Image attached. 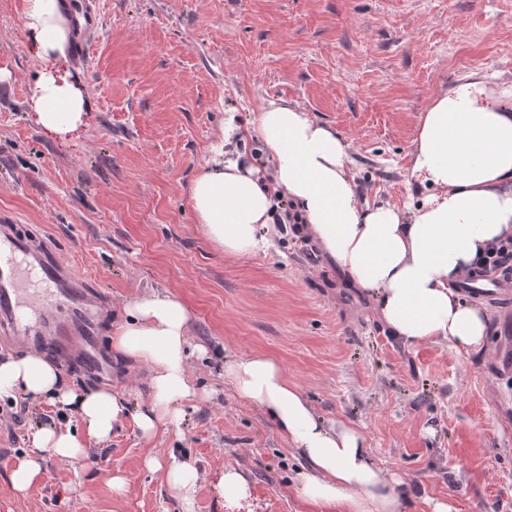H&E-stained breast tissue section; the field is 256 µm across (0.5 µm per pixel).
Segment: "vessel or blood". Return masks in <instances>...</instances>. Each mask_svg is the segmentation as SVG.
I'll return each mask as SVG.
<instances>
[{"label":"vessel or blood","mask_w":512,"mask_h":512,"mask_svg":"<svg viewBox=\"0 0 512 512\" xmlns=\"http://www.w3.org/2000/svg\"><path fill=\"white\" fill-rule=\"evenodd\" d=\"M73 10L82 42L99 26V10L90 0H73ZM462 288L491 301L511 292L498 271L467 278ZM106 301L103 289L89 287L46 238L0 224V342L52 354L79 373L101 374L110 367L100 342ZM497 332L491 363L504 372L512 369L511 305L499 317Z\"/></svg>","instance_id":"obj_1"}]
</instances>
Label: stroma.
Wrapping results in <instances>:
<instances>
[{
  "mask_svg": "<svg viewBox=\"0 0 512 512\" xmlns=\"http://www.w3.org/2000/svg\"><path fill=\"white\" fill-rule=\"evenodd\" d=\"M18 0H0V217L49 239L87 282L108 290L111 336L123 304L155 291L189 308L190 373L205 389L179 425L144 437L125 419L85 457L39 452L41 477L18 494L10 476L42 426L80 428L58 407L19 395L0 418V512H313L296 493L304 463L260 408L224 381L225 361L273 357L324 420L356 426L378 464L408 490L400 512H512V435L495 394L512 371L488 367L491 347L463 355L446 341L403 343L368 293L311 234L269 225L267 251L230 256L193 216L197 168L235 113L251 131L236 159L272 163L253 134L268 101L296 106L350 145L361 201L408 211L423 188L410 175L432 100L472 73L512 84V0H98L85 59L65 66L88 100L81 132L43 133L28 105L40 68ZM107 386L145 407L147 371L112 358ZM196 468L191 507L149 470L148 456ZM246 478L224 496L227 469ZM120 474L126 491L113 490Z\"/></svg>",
  "mask_w": 512,
  "mask_h": 512,
  "instance_id": "35a3bbf8",
  "label": "stroma"
}]
</instances>
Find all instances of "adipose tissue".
I'll use <instances>...</instances> for the list:
<instances>
[{
	"instance_id": "1",
	"label": "adipose tissue",
	"mask_w": 512,
	"mask_h": 512,
	"mask_svg": "<svg viewBox=\"0 0 512 512\" xmlns=\"http://www.w3.org/2000/svg\"><path fill=\"white\" fill-rule=\"evenodd\" d=\"M20 14L42 67L30 87L36 123L49 135L68 136L86 123L88 102L60 71L67 58L71 22L64 0H20ZM512 87L488 95L483 77L442 94L425 112L415 141L413 171L430 192L412 215L396 206L362 204L348 168L349 145L308 113L276 101L258 112L255 125L273 163L267 183L252 168L215 159L198 168L190 206L209 241L229 255L266 251L261 229L288 198L308 231L352 284L377 302L381 320L406 343L445 340L459 353L486 344L487 316L463 299L457 282L486 250L512 236ZM189 312L167 292L131 299L112 333V347L145 365L149 401L129 413L126 399L101 388L82 392L37 353L0 360V399L39 396L75 415L85 432L41 427L31 434L34 455L11 474L16 491L39 478L37 451L64 460L85 455L88 440L106 441L115 425L132 416L145 437L178 423L185 402L201 396L189 373ZM224 379L237 397L253 404L304 460L300 498L339 512H399L404 482L378 465L357 428L317 415L303 391L288 382L270 356L228 361ZM164 470L169 488L190 502L198 474L192 466L148 456Z\"/></svg>"
}]
</instances>
